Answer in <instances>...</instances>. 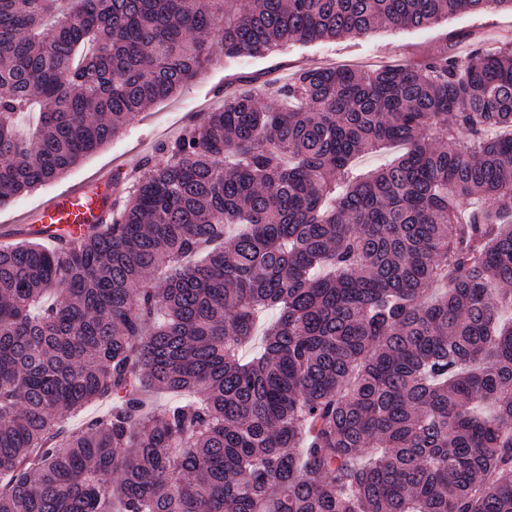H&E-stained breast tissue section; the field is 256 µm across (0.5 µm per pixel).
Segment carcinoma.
Here are the masks:
<instances>
[{
  "instance_id": "1",
  "label": "carcinoma",
  "mask_w": 512,
  "mask_h": 512,
  "mask_svg": "<svg viewBox=\"0 0 512 512\" xmlns=\"http://www.w3.org/2000/svg\"><path fill=\"white\" fill-rule=\"evenodd\" d=\"M504 8L0 0V206L221 59ZM159 153L77 243L0 246V512H512V38L308 64Z\"/></svg>"
}]
</instances>
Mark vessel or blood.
<instances>
[{"mask_svg":"<svg viewBox=\"0 0 512 512\" xmlns=\"http://www.w3.org/2000/svg\"><path fill=\"white\" fill-rule=\"evenodd\" d=\"M90 185L78 183L50 197L35 212L25 215V222L37 234L49 238L62 231L78 238L91 226L110 223L111 200L93 194Z\"/></svg>","mask_w":512,"mask_h":512,"instance_id":"vessel-or-blood-1","label":"vessel or blood"}]
</instances>
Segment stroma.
<instances>
[{
  "mask_svg": "<svg viewBox=\"0 0 512 512\" xmlns=\"http://www.w3.org/2000/svg\"><path fill=\"white\" fill-rule=\"evenodd\" d=\"M508 32L512 33V12L493 10L461 14L428 29L382 28L362 37L310 46L292 45L262 59L243 57L210 67L173 97L150 106L147 112L131 120L119 136L87 156L63 178L0 206V226L15 214L36 208L45 197L88 180L101 168L124 165L134 170L144 160L158 158L161 144L177 139L186 126L199 121L205 112L221 108L225 93L239 90L265 95L273 92L275 83L285 82L311 61L357 69L414 64L442 45L447 46L449 54L462 57L480 40H492Z\"/></svg>",
  "mask_w": 512,
  "mask_h": 512,
  "instance_id": "1",
  "label": "stroma"
}]
</instances>
